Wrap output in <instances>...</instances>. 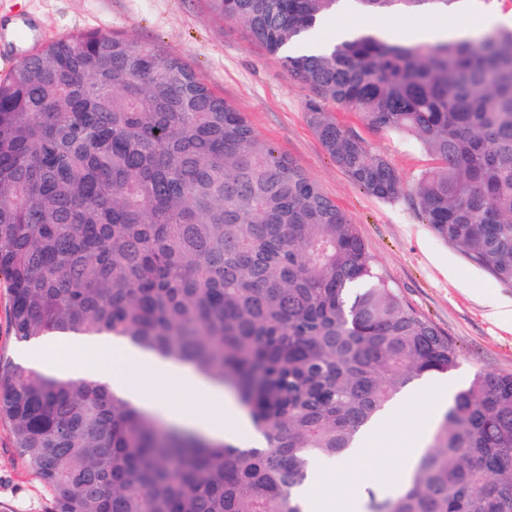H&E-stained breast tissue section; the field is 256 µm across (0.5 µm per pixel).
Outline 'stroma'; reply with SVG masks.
Returning a JSON list of instances; mask_svg holds the SVG:
<instances>
[{
    "label": "stroma",
    "instance_id": "obj_1",
    "mask_svg": "<svg viewBox=\"0 0 512 512\" xmlns=\"http://www.w3.org/2000/svg\"><path fill=\"white\" fill-rule=\"evenodd\" d=\"M512 13V0H465L455 15L437 10L390 15L398 26H421L454 18L468 24L486 7ZM31 22L43 41L88 32L115 33L159 46L183 58L217 93L244 112L259 138L293 159L356 224L368 256L404 299L451 336L460 364L448 375L461 388L474 373H512V328L489 315L491 304L512 305V285L496 280L424 224L410 197L388 203L354 184L325 154L305 119L310 90L281 61L251 39L246 29L214 10L210 0H0V40L7 23ZM385 154L406 187H413L431 161L419 147L397 136L363 131ZM432 413L424 400L388 425L396 441L371 443L360 459L341 457L346 472L369 476L367 487L326 473L330 497L340 502L392 497L406 484L400 459L414 426ZM49 489L29 470L0 421V512H45Z\"/></svg>",
    "mask_w": 512,
    "mask_h": 512
}]
</instances>
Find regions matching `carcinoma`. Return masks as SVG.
Segmentation results:
<instances>
[{"instance_id": "cac0c4a2", "label": "carcinoma", "mask_w": 512, "mask_h": 512, "mask_svg": "<svg viewBox=\"0 0 512 512\" xmlns=\"http://www.w3.org/2000/svg\"><path fill=\"white\" fill-rule=\"evenodd\" d=\"M213 2L309 88L308 126L367 194L405 186L327 104L419 145L435 162L412 191L423 221L512 283V29L401 45L355 28L309 54L291 45L345 0ZM0 278L18 341L108 334L186 362L231 387L265 441L167 429L105 384L0 357V420L46 512H302L313 459L459 364L314 179L184 60L119 35L48 42L0 80ZM371 512H512V374L458 390L408 485Z\"/></svg>"}]
</instances>
